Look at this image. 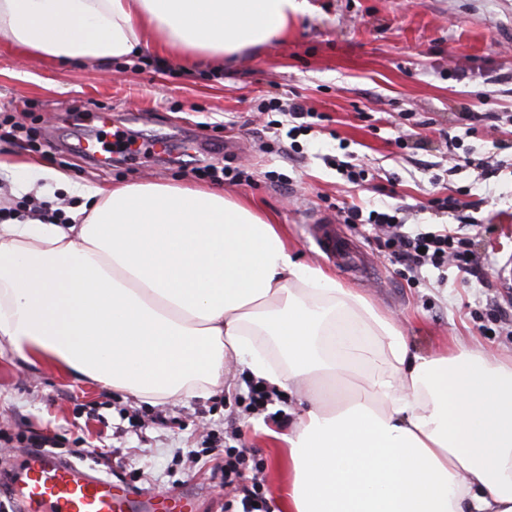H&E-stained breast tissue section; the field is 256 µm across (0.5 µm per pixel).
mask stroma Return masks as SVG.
Here are the masks:
<instances>
[{
    "label": "stroma",
    "instance_id": "35a3bbf8",
    "mask_svg": "<svg viewBox=\"0 0 512 512\" xmlns=\"http://www.w3.org/2000/svg\"><path fill=\"white\" fill-rule=\"evenodd\" d=\"M285 40L242 54L223 69L145 51L135 62L71 66L27 57L0 45V162L36 160L71 182L100 186L174 181L198 185L193 169L216 162L244 169L248 180L221 183L251 198L282 224L297 261L327 265L308 234L316 219H335L338 203L363 211L406 207V231L456 226L487 259L484 279L455 267L402 275L380 251L369 225H342L376 266L374 277L338 279L365 294L402 325L414 350L448 337L471 338L512 356V335L493 328L488 294L512 300L498 266L512 258V0H308ZM301 101L315 110L308 131L288 138L265 131L260 103ZM105 109L112 123L143 142L154 135L205 140L204 149L167 157L125 155L99 167L66 150L85 110ZM497 112L499 129L469 132V113ZM20 123L31 137L11 136ZM470 165L450 169L448 139ZM363 164L368 180L353 187L337 161ZM468 201L472 221L427 208L428 200ZM246 377L234 390L207 398L150 404L78 380L53 365L32 366L0 353V512L17 507L9 481L26 448L17 434L55 439L54 451L112 481L156 495L193 493L196 512H242L224 485V449H248L262 467L269 512L279 508L288 479V451L275 439L287 431L296 396L280 390L267 407L248 410ZM236 428L238 438L226 437ZM273 435H266V428ZM109 446L110 462L76 457ZM201 451L198 464L188 450Z\"/></svg>",
    "mask_w": 512,
    "mask_h": 512
}]
</instances>
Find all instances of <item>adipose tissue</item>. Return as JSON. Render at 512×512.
<instances>
[{"mask_svg":"<svg viewBox=\"0 0 512 512\" xmlns=\"http://www.w3.org/2000/svg\"><path fill=\"white\" fill-rule=\"evenodd\" d=\"M307 0H0V43L63 64L153 49L221 61L274 44ZM66 224H0V343L149 403L249 379L301 393L283 512H512V357L450 337L412 350L398 320L281 225L220 190L71 184Z\"/></svg>","mask_w":512,"mask_h":512,"instance_id":"ef3b65f1","label":"adipose tissue"}]
</instances>
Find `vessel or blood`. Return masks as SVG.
I'll return each instance as SVG.
<instances>
[{"label":"vessel or blood","mask_w":512,"mask_h":512,"mask_svg":"<svg viewBox=\"0 0 512 512\" xmlns=\"http://www.w3.org/2000/svg\"><path fill=\"white\" fill-rule=\"evenodd\" d=\"M310 233L338 267L365 270L370 262L347 246L331 222L314 224ZM18 487L27 512H138L139 493L117 487L52 453H33L18 467Z\"/></svg>","instance_id":"vessel-or-blood-1"}]
</instances>
